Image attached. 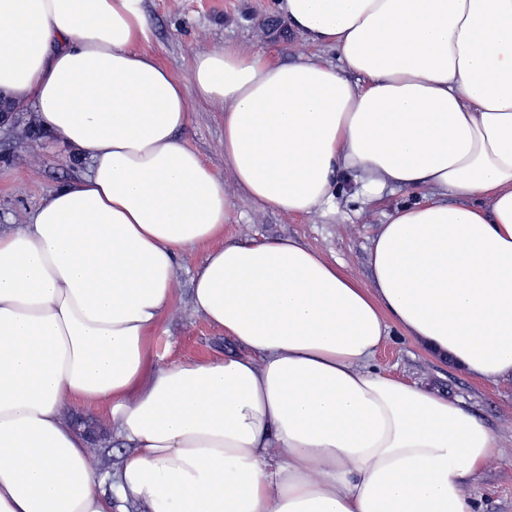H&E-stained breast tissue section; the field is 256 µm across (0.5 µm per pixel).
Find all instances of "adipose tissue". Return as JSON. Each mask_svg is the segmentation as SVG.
Listing matches in <instances>:
<instances>
[{
  "instance_id": "ef3b65f1",
  "label": "adipose tissue",
  "mask_w": 512,
  "mask_h": 512,
  "mask_svg": "<svg viewBox=\"0 0 512 512\" xmlns=\"http://www.w3.org/2000/svg\"><path fill=\"white\" fill-rule=\"evenodd\" d=\"M337 63L229 43L177 79L139 0H0V92L89 156L0 232V512H479L503 454L461 401L373 362L391 332L512 382V0H275ZM221 110L243 199L291 216L348 186L420 192L369 287L294 239L223 241L235 205L179 134ZM240 354L156 365L181 254ZM80 404L131 445L114 469Z\"/></svg>"
}]
</instances>
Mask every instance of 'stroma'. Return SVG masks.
Listing matches in <instances>:
<instances>
[{"label": "stroma", "instance_id": "stroma-1", "mask_svg": "<svg viewBox=\"0 0 512 512\" xmlns=\"http://www.w3.org/2000/svg\"><path fill=\"white\" fill-rule=\"evenodd\" d=\"M270 4L271 0H141L148 26L146 47L181 80L188 78L196 53L227 42L264 52L278 63L294 62L302 54L335 61V52L308 45L272 12ZM183 137L220 173L225 194L242 215L240 222L225 225V239L295 238L320 250L360 285H368V249L377 226L385 222L395 206L410 200V192L389 193L374 202L342 196L333 209L288 216L241 197L231 173L224 168V125L214 107L193 104ZM88 165L86 153L69 148L40 128L33 104H21L14 123L0 128V231L27 223L52 192L82 177ZM205 253L201 246L178 259L181 312L164 322L154 340L158 365L238 351L232 340L192 309L191 278ZM376 363L407 382L463 400L501 438L507 455L482 477L481 512H512V384L476 381L401 337L389 341L378 352ZM68 414L77 427L93 428L104 467H112L126 454L127 442L95 423L87 409L73 407Z\"/></svg>", "mask_w": 512, "mask_h": 512}]
</instances>
